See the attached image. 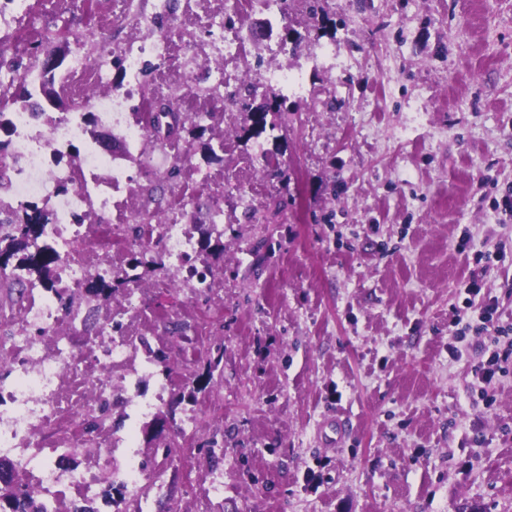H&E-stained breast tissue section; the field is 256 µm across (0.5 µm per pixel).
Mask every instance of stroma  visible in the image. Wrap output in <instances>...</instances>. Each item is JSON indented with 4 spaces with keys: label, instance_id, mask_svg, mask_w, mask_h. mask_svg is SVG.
<instances>
[{
    "label": "stroma",
    "instance_id": "stroma-1",
    "mask_svg": "<svg viewBox=\"0 0 512 512\" xmlns=\"http://www.w3.org/2000/svg\"><path fill=\"white\" fill-rule=\"evenodd\" d=\"M283 25L301 50L265 64L305 70L311 98L258 135L239 113L220 159L191 145L215 176L261 148L290 180H240L283 220L225 197L214 303L174 308L224 339L196 432L224 460L176 459L162 492L179 512H512V371L479 382L484 340L452 325L479 322L474 279L512 324V0H325L317 21L291 0ZM329 42L335 69L312 67ZM159 277L142 333L177 362Z\"/></svg>",
    "mask_w": 512,
    "mask_h": 512
}]
</instances>
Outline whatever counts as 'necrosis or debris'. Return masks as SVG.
Listing matches in <instances>:
<instances>
[{"instance_id":"1","label":"necrosis or debris","mask_w":512,"mask_h":512,"mask_svg":"<svg viewBox=\"0 0 512 512\" xmlns=\"http://www.w3.org/2000/svg\"><path fill=\"white\" fill-rule=\"evenodd\" d=\"M132 2L114 0L107 19L94 8L84 13L72 62L58 77L74 99L91 105L111 143L92 138L84 113L60 112L46 123L20 110L8 115V147L0 151V195L15 207L48 201L53 213L46 234L32 245L54 252L53 284L26 280L20 316L0 307V453L26 466L34 488L50 505L64 495L82 504L100 502L99 469L65 472L57 465L66 452L94 440L101 467L111 468L128 489L137 490L152 477L136 458L132 422L158 412L169 382L160 380L152 393H144L143 381L156 374L157 365L146 355L138 365L129 363L140 345L134 322L149 313L143 289L125 288L97 321L91 320L85 300L93 283L111 282L114 253L137 243L154 245L169 271L157 287L192 297L211 294L214 287L197 252L194 226L186 220L210 175L184 166L162 215L141 220L134 168L165 175L181 151L151 144L147 131L130 123L131 110L149 109L155 97L169 94L192 114L204 91L217 96L239 87L283 95L305 91L299 72L244 75L236 69L246 38L228 27L229 12L258 13L278 23L282 0H224L220 12L205 8L204 0H163L160 11L137 16L131 13ZM32 4L0 0V46L10 56L29 51ZM130 23L139 35L112 45L107 32ZM115 60L126 76L118 90L107 78ZM151 71L157 77L146 97L140 89ZM76 146L82 153L73 168L64 157ZM63 183L68 191H60ZM91 211L97 217L93 223L84 219ZM118 398L130 411V425L116 427L106 420L97 433H89L87 422Z\"/></svg>"}]
</instances>
